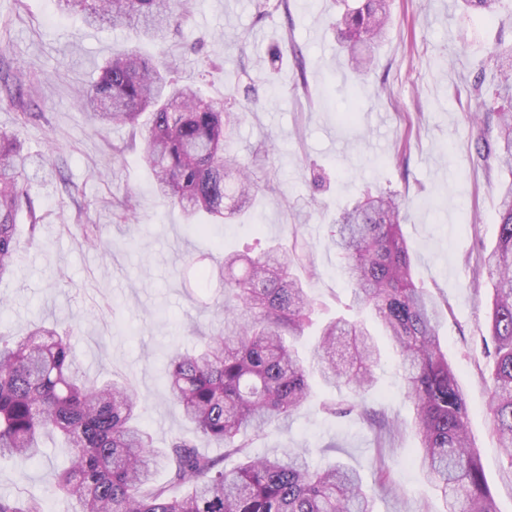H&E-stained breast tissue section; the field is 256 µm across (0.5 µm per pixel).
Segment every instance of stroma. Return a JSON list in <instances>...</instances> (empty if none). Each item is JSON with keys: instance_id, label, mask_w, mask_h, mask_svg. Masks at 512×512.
I'll use <instances>...</instances> for the list:
<instances>
[{"instance_id": "stroma-1", "label": "stroma", "mask_w": 512, "mask_h": 512, "mask_svg": "<svg viewBox=\"0 0 512 512\" xmlns=\"http://www.w3.org/2000/svg\"><path fill=\"white\" fill-rule=\"evenodd\" d=\"M256 0H194L180 31L168 38L181 83L217 101L234 96L243 117L227 149L257 178L256 224H220L211 238L189 232L179 209L154 190L142 143L125 128L97 127L75 106L78 90L99 75L115 45L146 55L153 45L126 28L90 29L60 16L53 0H0V55L24 74L22 91L45 117L23 131L31 153L52 148L62 179H34L30 193L41 217L34 245H22L12 275L0 279V330L23 334L35 322L70 328L89 377H116L145 399L140 427L156 446L191 427L165 385L169 351L194 341L192 328L218 323L211 295L192 283L188 261L209 265L216 241L228 252L260 255L275 241L299 237L311 247L305 275L323 322L345 313L351 292L333 245L337 212L367 192H399L413 276L437 303L439 334L465 392L471 440L497 512H512V465L487 413L491 362L482 351L491 284L479 275L495 244L498 169L475 161L478 138L494 127L474 123L479 106L465 86L496 41L512 42V0L485 12L461 0H390L393 24L374 51L369 76L349 69L336 50L333 0H288L274 17L257 16ZM281 59L274 72L257 62L268 47ZM355 115L341 123L339 113ZM269 155L258 154L261 144ZM131 208L134 221L122 219ZM99 228V242L82 241L81 227ZM377 386L368 404L397 431L380 435L359 413L338 417L322 401L348 395L315 388L310 403L264 439L252 454L306 448L312 466L338 460L364 485L370 460L393 451L392 493H379L374 512H443L440 494L415 463L419 446L412 406L403 395L397 356L379 337ZM67 456L52 438L27 465L0 462V493L45 499L49 512H73L52 497V474Z\"/></svg>"}]
</instances>
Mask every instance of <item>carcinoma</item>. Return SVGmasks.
Instances as JSON below:
<instances>
[{
    "mask_svg": "<svg viewBox=\"0 0 512 512\" xmlns=\"http://www.w3.org/2000/svg\"><path fill=\"white\" fill-rule=\"evenodd\" d=\"M333 25L336 41L359 75L372 70L371 50L388 28L387 0H341ZM64 16L88 27H127L161 45L181 28L192 0H55ZM487 60L497 74L495 95L512 102V44L496 43ZM18 129L0 131V278L17 260L22 228L28 241L41 229L29 194L31 155L19 129L43 113L30 111L21 92ZM77 105L101 127L125 126L141 134L158 194L178 206L200 235L238 219L253 207L258 183L249 166L226 150L241 121L224 103L181 86L164 57L139 50L112 51L98 80ZM495 144L476 143L477 159L495 161L509 178L500 183L498 234L483 257L492 294L489 341L493 359L488 412L512 465V111L497 112ZM401 195L369 193L336 217V250L354 302L389 336L399 359L413 425L420 438L416 463L440 492L445 512H497L468 430V408L439 340L437 308L412 274L401 227ZM27 214L29 224L18 223ZM303 255L297 243H277L259 257L226 252L198 274V286L218 280L219 328L192 350H173L167 387L193 431L224 448L219 459L187 437L153 447L136 424L142 401L117 382L98 384L83 371L68 331L35 325L21 336L0 332V458L36 459L51 433L68 448L53 475V492L75 501V512H373L376 488L387 486L385 457L375 456L378 487L340 463L309 465L305 448L249 456L250 441L292 416L309 400L311 379L344 388L353 401L329 410H359L371 418L366 394L374 384L379 350L363 318L340 315L321 326L314 361L296 346L313 325L315 303L296 274ZM162 467L168 480L155 482ZM186 491L175 496L172 490ZM0 512H47L43 499L0 495Z\"/></svg>",
    "mask_w": 512,
    "mask_h": 512,
    "instance_id": "cac0c4a2",
    "label": "carcinoma"
}]
</instances>
